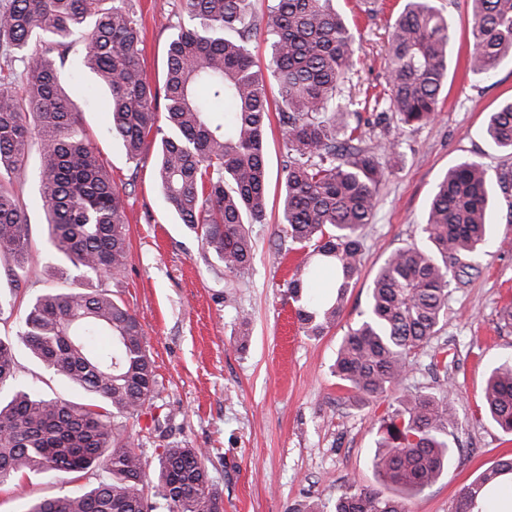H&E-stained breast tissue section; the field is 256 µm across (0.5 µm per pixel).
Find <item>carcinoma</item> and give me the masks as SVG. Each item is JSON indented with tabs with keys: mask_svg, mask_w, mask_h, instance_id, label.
I'll return each instance as SVG.
<instances>
[{
	"mask_svg": "<svg viewBox=\"0 0 512 512\" xmlns=\"http://www.w3.org/2000/svg\"><path fill=\"white\" fill-rule=\"evenodd\" d=\"M333 0H270L255 23L252 0H184L188 25L167 49L163 84L139 64L140 23L130 0H4L0 4V176L27 179L28 153L39 140L38 195L48 239L82 273L124 270L128 218L122 194L84 132L65 92L68 56L80 43V64L104 94L112 138L130 159L160 137L156 180L172 214L203 246L241 276L252 241L246 225L266 209L264 132L268 85L278 88L284 127L281 223L292 242L310 249L287 283L304 332L321 336L338 320L361 271V229L371 223L385 167L359 127L336 123L348 104L339 80L354 67L355 35ZM472 44L466 68L491 76L512 60V0H471ZM269 46L261 67L248 46L255 28ZM387 81L375 96L399 127L430 123L448 77L454 30L434 0H406L389 25ZM23 64L15 73L13 62ZM164 99V115L157 111ZM486 133L512 151V99L491 113ZM489 186L476 161L448 170L429 204L424 233L430 248L393 251L375 275L366 316L349 328L334 375L364 401L395 394L382 420L372 464L384 484L419 494L442 476L452 453L454 395L404 391L400 380L429 347L448 309L449 285L463 259L488 245ZM30 238L20 202L0 182V259L18 281L28 268ZM335 269L334 296L309 293L313 269ZM18 338L49 372L94 403L19 389L0 399V481L28 473L80 476L101 468L107 478L71 495L43 498L29 512H222L203 452L167 442L153 475L123 421L157 397L143 328L106 289L51 291L30 301ZM13 343L0 338V387L16 380ZM491 420L512 433V361L494 367L483 391ZM512 480V461L477 475L453 512H483L487 496ZM335 512H405L403 500L346 486Z\"/></svg>",
	"mask_w": 512,
	"mask_h": 512,
	"instance_id": "1",
	"label": "carcinoma"
}]
</instances>
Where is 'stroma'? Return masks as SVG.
I'll use <instances>...</instances> for the list:
<instances>
[{
  "label": "stroma",
  "instance_id": "1",
  "mask_svg": "<svg viewBox=\"0 0 512 512\" xmlns=\"http://www.w3.org/2000/svg\"><path fill=\"white\" fill-rule=\"evenodd\" d=\"M455 31L448 80L435 119L415 130L396 119L377 120L368 100L386 81L388 26L404 0H336L356 36V64L342 85L356 103L349 124L360 125L371 144L397 145L396 161L380 186L371 224L362 230V268L336 326L306 335L295 318L286 282L306 252L292 243L280 222L284 179L283 128L278 114L266 125L268 173L264 223L253 224L251 266L244 276L225 275L193 230L170 214L157 187V141L130 160L112 139L102 100L83 94L92 82L65 86L80 107L82 125L120 190L129 219V263L117 278H85L61 261L47 242L45 215L34 179L15 184L29 224L32 259L18 281L30 299L53 288L104 286L136 314L155 362L158 396L129 420L128 431L148 463H155L161 435L202 449L210 481L223 496L224 512H304L321 503L335 512L348 481L382 489L372 467L377 429L388 400L355 403L334 376L336 351L367 309L372 279L397 248L426 245L421 228L436 185L448 170L477 161L491 184L488 254H476L462 283L451 284L448 309L435 347L448 354V374L435 378L429 353L415 359L405 388L433 392L448 386L457 396L458 425L452 455L441 479L416 495H404L406 512H451L459 491L481 471L512 457V434L486 417L482 394L493 367L512 358V326L500 320L512 304V153L486 134L487 117L512 97V63L492 78L467 72L472 42L470 0H436ZM141 18L140 64L162 82L167 47L185 15L182 0H134ZM18 382L48 396L80 401V394L48 372L23 344H16ZM90 470L80 484L53 473L30 474L0 484V512H29L37 500L97 485Z\"/></svg>",
  "mask_w": 512,
  "mask_h": 512
}]
</instances>
